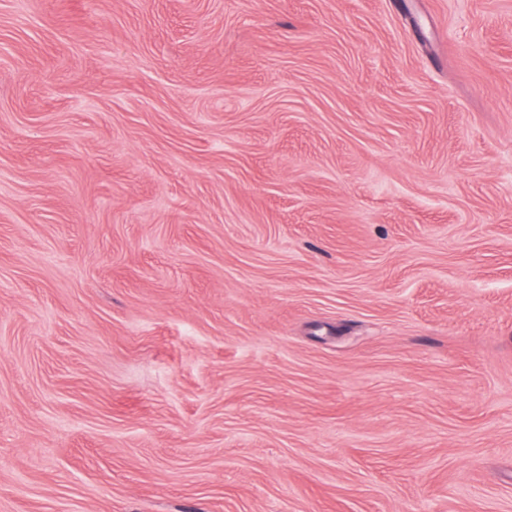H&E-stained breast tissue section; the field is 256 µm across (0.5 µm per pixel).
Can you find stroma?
Masks as SVG:
<instances>
[{
    "mask_svg": "<svg viewBox=\"0 0 512 512\" xmlns=\"http://www.w3.org/2000/svg\"><path fill=\"white\" fill-rule=\"evenodd\" d=\"M0 512H512V0H0Z\"/></svg>",
    "mask_w": 512,
    "mask_h": 512,
    "instance_id": "1",
    "label": "stroma"
}]
</instances>
